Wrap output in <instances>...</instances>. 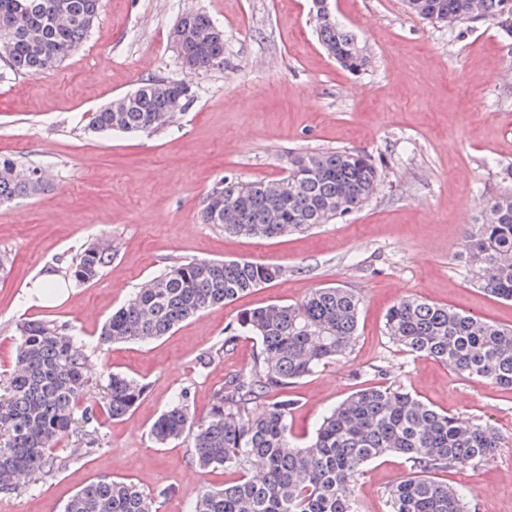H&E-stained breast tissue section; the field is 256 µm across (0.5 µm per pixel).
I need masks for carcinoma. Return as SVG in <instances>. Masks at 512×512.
<instances>
[{
  "mask_svg": "<svg viewBox=\"0 0 512 512\" xmlns=\"http://www.w3.org/2000/svg\"><path fill=\"white\" fill-rule=\"evenodd\" d=\"M100 0H0V42L7 62L26 76L57 67L74 52L97 19ZM408 13L429 23L482 20L512 30V0H403ZM175 28L189 38L177 46L183 67L224 66V38L203 13L181 16ZM329 56L358 73L370 56L341 23L317 20ZM177 80H151L93 113L96 131L149 132L173 121ZM40 168L0 155V203L37 193ZM380 171L355 150L300 152L288 158L287 174L252 196L254 183L227 182L214 189L198 213L203 224L224 234L271 239L307 232L360 210L375 193ZM471 280L488 295L512 301V194L492 198L482 223L464 237ZM112 259V250L86 246L69 265L75 282L88 283ZM281 269L246 260L192 259L178 262L137 288L104 323L98 343L147 341L184 320L230 303L269 284ZM360 299L346 288L312 291L295 304L243 311L239 329L260 349L249 372L214 394L207 413L195 416L179 394L154 423L159 444L187 437L195 463L242 473L230 485L202 489L191 512H359L354 485L373 460L396 452L411 462L408 476L388 491L389 512H469L473 491L441 482L436 473L475 466L498 447L485 424L461 420L422 402L401 387L360 388L328 413L302 447L290 434L294 403L288 385L334 363L353 349ZM388 338L410 353L434 358L468 378L512 390V328L447 306L409 298L387 312ZM14 370L0 386V493L17 489L23 474L54 470L53 450L70 433L128 413L145 386L108 375L103 401L83 404L89 386L84 354L73 336L42 320L19 329ZM153 499L135 483L98 477L66 503L64 512H152Z\"/></svg>",
  "mask_w": 512,
  "mask_h": 512,
  "instance_id": "1",
  "label": "carcinoma"
}]
</instances>
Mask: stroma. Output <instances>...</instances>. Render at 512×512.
<instances>
[{
    "instance_id": "obj_1",
    "label": "stroma",
    "mask_w": 512,
    "mask_h": 512,
    "mask_svg": "<svg viewBox=\"0 0 512 512\" xmlns=\"http://www.w3.org/2000/svg\"><path fill=\"white\" fill-rule=\"evenodd\" d=\"M328 6L365 43L367 70L351 73L328 57L311 0H101L81 47L54 70L29 77L0 60V154L39 166L46 183L0 203V254L12 262L0 278V378L14 368L19 324L43 320L82 341L96 381L90 401L100 400L106 370L146 386L128 414L101 418L95 447L81 434L61 439L53 473L21 478L18 490L0 494V512H63L106 474L137 483L156 512H190L201 489L238 480L232 468L200 469L189 439L157 445L150 428L178 393L204 413L216 390L252 366L258 343L236 332L240 311L294 304L330 286L360 297L358 336L345 359L289 386L295 442H307L358 388L401 384L436 409L490 425L495 454L441 477L473 490L472 512H512V390L406 352L385 330L387 309L406 298L512 326V302L473 285L462 253L487 202L512 193L504 173L512 166V38L482 21H421L402 0ZM197 11L224 31L223 68L190 72L181 63L170 33L178 17ZM159 77L194 92L172 123L134 135L90 130L93 112ZM329 150H359L378 165V188L361 210L263 240L200 223L204 198L224 181L276 180L290 154ZM102 237L112 241V260L95 280L64 301L30 303L42 273L65 272ZM191 259L249 260L282 275L168 335L98 348L112 310L142 282ZM409 472L399 454L368 464L355 487L360 512H388V489Z\"/></svg>"
}]
</instances>
